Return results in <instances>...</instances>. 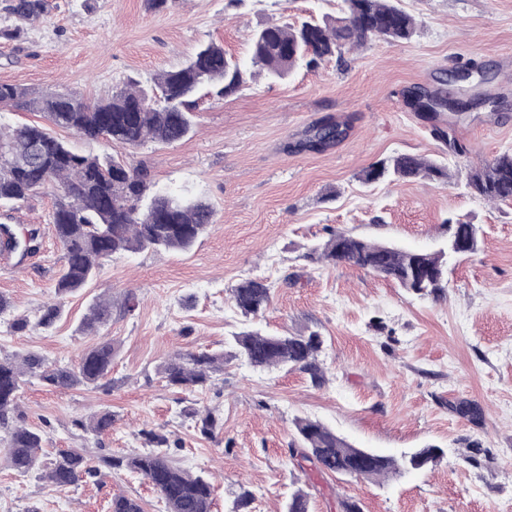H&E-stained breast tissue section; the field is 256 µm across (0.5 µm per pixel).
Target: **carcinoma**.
Instances as JSON below:
<instances>
[{"instance_id":"obj_1","label":"carcinoma","mask_w":512,"mask_h":512,"mask_svg":"<svg viewBox=\"0 0 512 512\" xmlns=\"http://www.w3.org/2000/svg\"><path fill=\"white\" fill-rule=\"evenodd\" d=\"M344 12L318 24L308 19L293 24L267 23L252 34L249 60L225 56L215 43L203 45L186 63L154 78L149 96L134 83L96 103L76 91L34 96L10 83H0V106L43 113L51 125L88 139L105 137L123 147H139L147 141L173 144L192 131L195 96L202 88L224 97L253 79L257 67L271 82L285 79L303 68L315 70L323 61L342 55L348 47L360 46L371 38L389 42L407 41L418 29L416 19L400 6V0H343ZM49 0H5L4 11L17 25L0 30V35L17 37L21 25L43 18ZM345 130L333 121L314 129L305 147L319 149L343 138ZM448 182V167L401 153L381 159L365 168L360 179L366 184L410 179ZM466 186L471 193L489 201H512V153L504 152L470 170ZM53 188L59 199L51 224L63 250L64 267L56 293L66 296L90 283L105 261L117 254L152 250L156 253L188 251L214 222L212 207L199 199L149 192L144 169L124 160H100L74 151L51 129L24 124L0 132V205L20 206L41 190ZM39 231L29 230L18 239L13 251L24 254L39 249ZM478 248V227L460 219H448V244L428 252L392 247L333 231L307 257L332 264H348L393 280L423 296H440L448 286V263L465 258ZM235 307L245 316H259L270 301V285L246 279L230 288ZM60 307L40 311L35 321L27 318L12 323L23 330L50 327ZM112 319V301L98 299L84 315L80 329L96 334ZM233 356L254 368L298 369L319 385L324 373L318 360L323 341L311 332L263 333L259 330L233 333L228 341ZM116 353L110 340L84 351L77 367L57 365L43 356L27 354L0 358V443L6 444L10 467L26 475L38 466L43 448L41 431L19 422L18 394L23 377L66 390L77 386L96 389L112 368ZM224 371V354L178 353L163 365L169 385L184 391L204 387L213 375ZM451 410L469 423L480 426L484 409L476 402L460 401ZM298 441L290 444V458L297 465L310 462L321 473L342 474L356 467L366 478L419 471L436 462L440 448H419L400 458L357 448L336 435L323 423L307 418L295 422ZM147 441L154 448L128 457L89 458L79 448L62 451L44 465L41 478L57 487L77 484L96 477L102 469L124 467L146 480L164 501L167 512H210L212 486L202 475H192L173 463L163 445L167 438L152 432ZM109 512H143L132 497L116 495ZM287 512H309V494L299 489L289 499Z\"/></svg>"}]
</instances>
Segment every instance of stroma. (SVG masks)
Wrapping results in <instances>:
<instances>
[{
    "label": "stroma",
    "mask_w": 512,
    "mask_h": 512,
    "mask_svg": "<svg viewBox=\"0 0 512 512\" xmlns=\"http://www.w3.org/2000/svg\"><path fill=\"white\" fill-rule=\"evenodd\" d=\"M47 17L20 38L0 39V82L36 95L72 89L88 101L111 96L128 80L151 88L156 73L183 64L206 43L247 60L250 36L270 21L338 15L342 0H50ZM419 22L408 41L380 40L345 51L318 69L264 78L224 98L201 95L192 132L174 144L125 149L107 139L55 134L77 152L145 167L154 188L209 203L215 222L187 252L144 250L106 261L83 290L56 299L63 251L50 224L56 198L39 192L0 224L16 234L38 229L42 244L27 257L0 250V357L34 353L77 367L82 352L109 339L117 351L111 385L56 390L37 379L22 385L24 423L44 431L39 452L82 448L123 457L145 450L147 433L166 436L172 460L214 484L212 512H286L289 494L308 491L310 512H339L343 500L363 512H512V205L472 195L468 167L512 151V0H402ZM469 70L467 89L480 105L431 118L414 111V87L454 98L451 74ZM333 119L345 136L323 151L305 150L316 124ZM441 127L467 149L449 155ZM396 152L447 165L448 183L416 179L364 186L360 172ZM478 224L477 252L449 266L448 287L434 299L350 265L307 260L336 230L403 249L435 250L447 218ZM273 285L265 312L244 317L232 285ZM136 293L133 314L121 312ZM99 296L114 311L98 335L79 323ZM58 301L48 329L14 330ZM314 332L323 340L322 385L303 372L257 370L230 358L207 386H169L162 365L178 351H225L231 333ZM482 405V426L450 403ZM216 410L221 423L202 434L195 411ZM102 411L109 431L81 423ZM317 420L359 448L397 456L434 444L436 466L389 478L326 475L294 466V421ZM483 447L476 461L467 448ZM139 499L144 512H166L158 493L119 468L103 482L53 488L39 471L21 476L0 449V512H108L112 496Z\"/></svg>",
    "instance_id": "1"
}]
</instances>
